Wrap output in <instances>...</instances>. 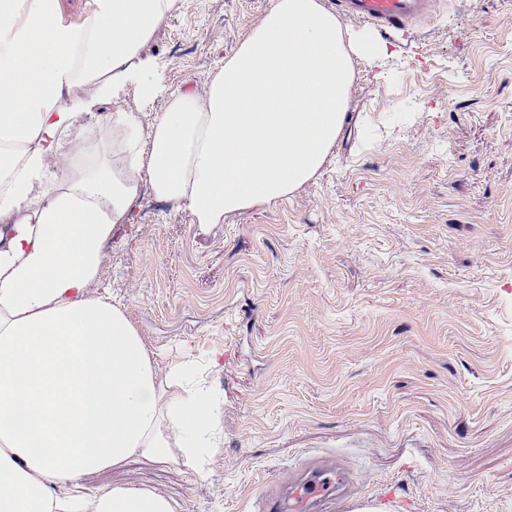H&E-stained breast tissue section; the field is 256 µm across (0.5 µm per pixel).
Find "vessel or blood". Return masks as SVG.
Segmentation results:
<instances>
[{
	"label": "vessel or blood",
	"instance_id": "vessel-or-blood-1",
	"mask_svg": "<svg viewBox=\"0 0 512 512\" xmlns=\"http://www.w3.org/2000/svg\"><path fill=\"white\" fill-rule=\"evenodd\" d=\"M440 0H336L337 9L347 18L368 23L389 34L435 13ZM349 478L340 461L331 455L317 457L309 476L288 482V495L269 496L265 512H312L314 506L331 512H347L354 499L346 491Z\"/></svg>",
	"mask_w": 512,
	"mask_h": 512
}]
</instances>
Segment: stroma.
Instances as JSON below:
<instances>
[{"instance_id":"stroma-1","label":"stroma","mask_w":512,"mask_h":512,"mask_svg":"<svg viewBox=\"0 0 512 512\" xmlns=\"http://www.w3.org/2000/svg\"><path fill=\"white\" fill-rule=\"evenodd\" d=\"M268 2L183 0L146 48L167 91L203 87ZM353 66L298 192L203 227L150 197L114 229L102 277L159 368L223 351V442L207 476L133 459L96 485L263 512L332 453L352 512H512V0H444Z\"/></svg>"}]
</instances>
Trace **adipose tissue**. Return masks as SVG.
Listing matches in <instances>:
<instances>
[{
  "mask_svg": "<svg viewBox=\"0 0 512 512\" xmlns=\"http://www.w3.org/2000/svg\"><path fill=\"white\" fill-rule=\"evenodd\" d=\"M181 0H0V512H176L164 493L105 490L138 458L204 473L219 399L188 361L157 364L99 278L142 185L195 224L275 204L335 147L352 58L322 0H269L206 79L167 91L145 47ZM164 107L141 128L127 97ZM112 102L96 126L85 113Z\"/></svg>",
  "mask_w": 512,
  "mask_h": 512,
  "instance_id": "ef3b65f1",
  "label": "adipose tissue"
}]
</instances>
